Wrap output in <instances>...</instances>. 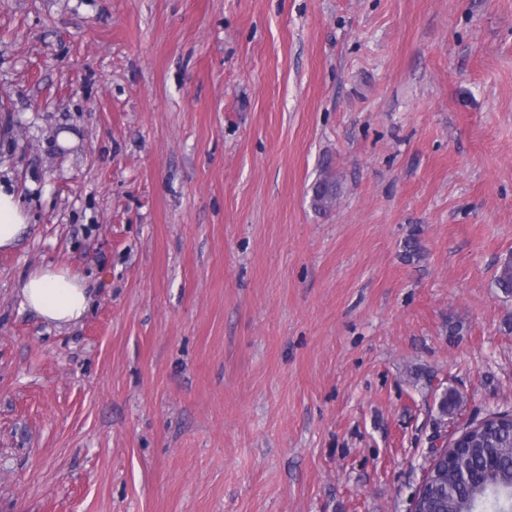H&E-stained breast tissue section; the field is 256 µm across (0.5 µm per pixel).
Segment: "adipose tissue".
I'll return each mask as SVG.
<instances>
[{
  "label": "adipose tissue",
  "mask_w": 512,
  "mask_h": 512,
  "mask_svg": "<svg viewBox=\"0 0 512 512\" xmlns=\"http://www.w3.org/2000/svg\"><path fill=\"white\" fill-rule=\"evenodd\" d=\"M28 228L27 216L10 184L0 183V250L16 246ZM22 307L58 328L78 323L91 305L86 283L62 270L41 267L18 285Z\"/></svg>",
  "instance_id": "obj_1"
}]
</instances>
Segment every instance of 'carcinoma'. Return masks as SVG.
Wrapping results in <instances>:
<instances>
[{"mask_svg": "<svg viewBox=\"0 0 512 512\" xmlns=\"http://www.w3.org/2000/svg\"><path fill=\"white\" fill-rule=\"evenodd\" d=\"M337 195V183L329 178L313 186V204L319 210L332 208ZM494 282L503 294L512 295V261L501 262ZM461 402L456 390H444L438 402L440 417L455 414ZM459 436L461 446L450 454L448 464L431 473L416 512H512V419L492 416L480 425H466Z\"/></svg>", "mask_w": 512, "mask_h": 512, "instance_id": "carcinoma-1", "label": "carcinoma"}]
</instances>
